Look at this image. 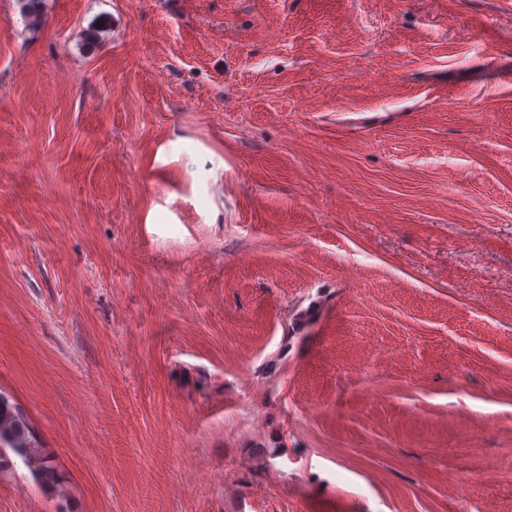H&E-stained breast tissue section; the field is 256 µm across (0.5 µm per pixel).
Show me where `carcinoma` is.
Masks as SVG:
<instances>
[{
  "instance_id": "carcinoma-1",
  "label": "carcinoma",
  "mask_w": 512,
  "mask_h": 512,
  "mask_svg": "<svg viewBox=\"0 0 512 512\" xmlns=\"http://www.w3.org/2000/svg\"><path fill=\"white\" fill-rule=\"evenodd\" d=\"M24 18L38 20L43 0H17ZM18 458L41 488L56 497L61 512H71L69 495L55 460L38 445L32 429L19 408L0 394V471L13 466L10 456Z\"/></svg>"
}]
</instances>
